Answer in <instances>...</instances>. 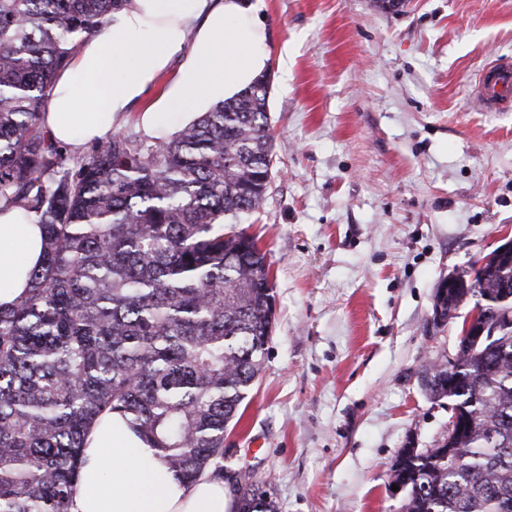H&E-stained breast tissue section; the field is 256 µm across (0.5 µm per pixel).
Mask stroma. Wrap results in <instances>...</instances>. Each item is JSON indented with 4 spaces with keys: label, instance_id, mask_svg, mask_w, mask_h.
I'll return each mask as SVG.
<instances>
[{
    "label": "stroma",
    "instance_id": "1",
    "mask_svg": "<svg viewBox=\"0 0 512 512\" xmlns=\"http://www.w3.org/2000/svg\"><path fill=\"white\" fill-rule=\"evenodd\" d=\"M273 178L241 217L274 277L263 371L224 440L279 512H400L388 469L448 434L423 371L440 280L512 238V112L474 103L512 58V0H264Z\"/></svg>",
    "mask_w": 512,
    "mask_h": 512
}]
</instances>
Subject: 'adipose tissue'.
Wrapping results in <instances>:
<instances>
[{"label":"adipose tissue","instance_id":"ef3b65f1","mask_svg":"<svg viewBox=\"0 0 512 512\" xmlns=\"http://www.w3.org/2000/svg\"><path fill=\"white\" fill-rule=\"evenodd\" d=\"M260 0H127L104 29L78 43L42 113L56 143L80 152L108 140L116 119L141 103L150 132L172 129L235 96L265 71ZM43 252L33 213L0 200V306L30 286ZM223 481L179 479L120 413L86 437L71 512H229Z\"/></svg>","mask_w":512,"mask_h":512}]
</instances>
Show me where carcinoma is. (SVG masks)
<instances>
[{
	"label": "carcinoma",
	"mask_w": 512,
	"mask_h": 512,
	"mask_svg": "<svg viewBox=\"0 0 512 512\" xmlns=\"http://www.w3.org/2000/svg\"><path fill=\"white\" fill-rule=\"evenodd\" d=\"M127 0H0V199L42 224L28 294L0 308V512H70L91 425L119 411L187 483L224 475V438L273 335L270 264L224 218L264 206L273 162L265 78L153 143L116 133L72 157L41 127L69 47ZM512 282L490 253L458 273L444 316ZM432 399L464 420L446 447L388 470L402 512H512V327L459 339ZM237 512H278L262 481Z\"/></svg>",
	"instance_id": "obj_1"
}]
</instances>
